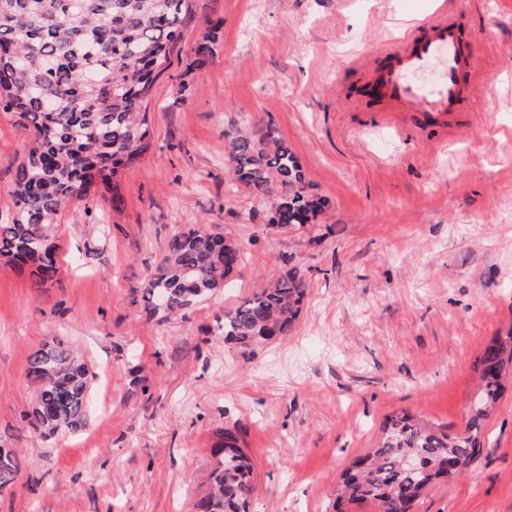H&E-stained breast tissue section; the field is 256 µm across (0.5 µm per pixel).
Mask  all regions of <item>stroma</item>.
Listing matches in <instances>:
<instances>
[{"label":"stroma","mask_w":512,"mask_h":512,"mask_svg":"<svg viewBox=\"0 0 512 512\" xmlns=\"http://www.w3.org/2000/svg\"><path fill=\"white\" fill-rule=\"evenodd\" d=\"M465 11L478 77L445 127L384 112L367 84L425 17ZM214 28L213 54L195 48ZM150 146L119 177L123 204L74 203L58 272L35 287L0 267V448L20 460L0 512H192L214 432L242 428L252 512H333L344 467L405 410L455 433L478 361L512 329V0H191V18L146 102ZM270 122L329 206L277 231L231 187L224 134ZM25 135L0 112V224ZM190 227L236 240L221 292L148 316L143 284ZM307 291L293 333L251 352L217 323L273 277ZM61 340L93 378L89 420L43 438L29 358ZM413 512H512V387L464 476Z\"/></svg>","instance_id":"stroma-1"}]
</instances>
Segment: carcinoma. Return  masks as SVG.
Returning a JSON list of instances; mask_svg holds the SVG:
<instances>
[{"label":"carcinoma","mask_w":512,"mask_h":512,"mask_svg":"<svg viewBox=\"0 0 512 512\" xmlns=\"http://www.w3.org/2000/svg\"><path fill=\"white\" fill-rule=\"evenodd\" d=\"M189 0H0V109L13 112L30 141L17 165L16 212L0 224V263L31 265L35 286L57 274L56 227L65 208L112 193L121 205L120 170L148 149L145 102L190 15ZM229 180L269 204L268 224H313L329 207L309 191L304 168L279 131L262 120L225 134ZM242 263V249L221 233L190 228L171 237L166 255L144 285L146 312L191 308L224 288ZM306 291L292 268L224 313L227 341L245 350L291 334ZM512 362V332L482 355L480 395L460 433L449 434L402 411L388 417L377 446L355 458L336 484L335 508L372 501L378 512H407L408 504L441 477L459 476L481 451L484 421L503 392ZM38 384L26 414L44 437L74 433L89 418V371L73 349L47 343L31 357ZM209 491L194 512H249L254 464L236 426L215 434ZM19 462L0 448V490L17 479Z\"/></svg>","instance_id":"1"}]
</instances>
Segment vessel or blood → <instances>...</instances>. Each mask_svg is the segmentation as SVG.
<instances>
[{"mask_svg":"<svg viewBox=\"0 0 512 512\" xmlns=\"http://www.w3.org/2000/svg\"><path fill=\"white\" fill-rule=\"evenodd\" d=\"M472 66L463 20H438L387 54L374 74L372 91L395 111L440 120L468 98L460 74Z\"/></svg>","mask_w":512,"mask_h":512,"instance_id":"1","label":"vessel or blood"}]
</instances>
